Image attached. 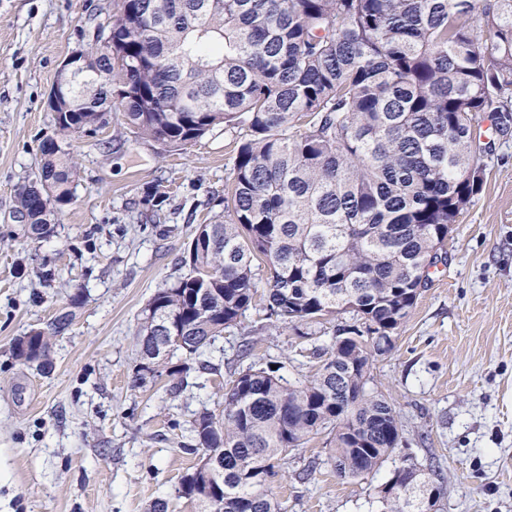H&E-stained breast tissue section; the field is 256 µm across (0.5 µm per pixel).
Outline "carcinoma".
Wrapping results in <instances>:
<instances>
[{"label":"carcinoma","instance_id":"cac0c4a2","mask_svg":"<svg viewBox=\"0 0 512 512\" xmlns=\"http://www.w3.org/2000/svg\"><path fill=\"white\" fill-rule=\"evenodd\" d=\"M85 54L72 111L55 116L62 134L96 124L101 113L86 108L109 95L165 146L219 124L249 132L224 215L196 228L187 273L141 311L140 356L157 349L166 314L188 329V349L137 381L164 374L178 391L191 373L215 370L205 355L252 306L257 259L267 318L296 330L359 318L337 325L309 379L238 373L223 414L193 420L184 450L203 462L182 478L181 496L199 512H277V461L325 429L339 476L381 467L403 428L383 395L366 392L371 347L390 351L448 225L482 190L479 156L491 151L482 123L512 137V0H121L112 45ZM41 154L45 196L18 194L32 235L52 232L77 172L58 140H44ZM71 319L15 338L13 357L47 370L51 338ZM442 492L404 455L378 491L380 512H429Z\"/></svg>","mask_w":512,"mask_h":512}]
</instances>
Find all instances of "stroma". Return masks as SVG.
<instances>
[{
    "mask_svg": "<svg viewBox=\"0 0 512 512\" xmlns=\"http://www.w3.org/2000/svg\"><path fill=\"white\" fill-rule=\"evenodd\" d=\"M119 0H0V512H197L180 497L200 460L184 450L202 409L244 364L277 362L289 380L314 375L310 337L267 320L254 302L214 345L216 373L171 393L162 378L137 386L142 309L182 274L197 225L224 211L244 129L215 126L165 147L109 112L103 125L63 137L77 163L73 197L55 233L36 241L17 218V195L57 136L47 98L63 60L88 47ZM484 185L460 215L392 349L376 357L368 392L387 397L403 425L402 453L443 485L440 512H512V139H494ZM72 320L41 373L16 361L13 340L60 313ZM252 350L239 361L242 342ZM322 431L283 456L271 485L281 512H377L394 467L337 475Z\"/></svg>",
    "mask_w": 512,
    "mask_h": 512,
    "instance_id": "obj_1",
    "label": "stroma"
}]
</instances>
